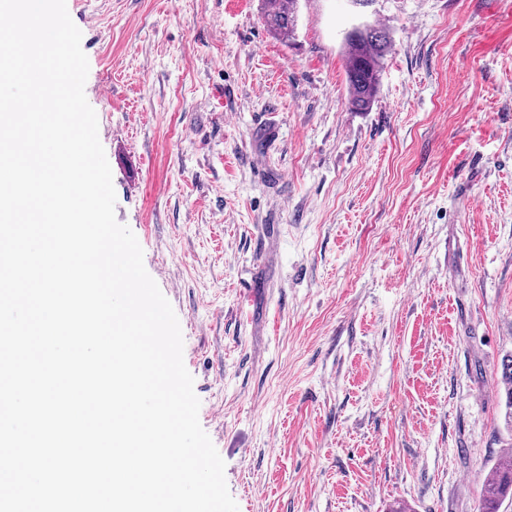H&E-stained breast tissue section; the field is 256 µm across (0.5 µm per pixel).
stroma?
Masks as SVG:
<instances>
[{
  "label": "stroma",
  "instance_id": "1",
  "mask_svg": "<svg viewBox=\"0 0 512 512\" xmlns=\"http://www.w3.org/2000/svg\"><path fill=\"white\" fill-rule=\"evenodd\" d=\"M66 6L239 512H479L512 451V0H299L285 42L262 0ZM389 31L366 25L345 37L344 57L348 82V106L356 112L369 110L378 89L384 60L391 51ZM501 378L505 385L504 424L512 428V354L504 357L501 363Z\"/></svg>",
  "mask_w": 512,
  "mask_h": 512
}]
</instances>
